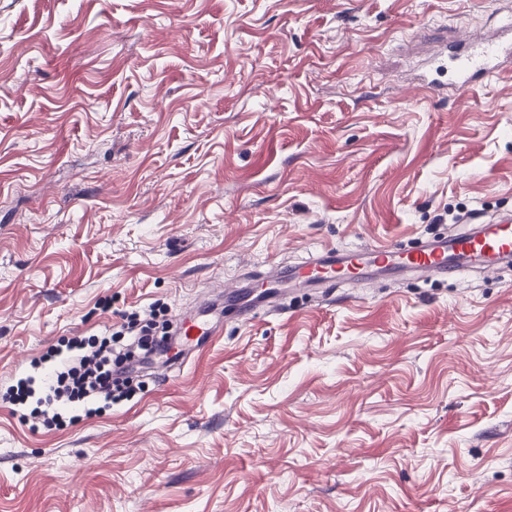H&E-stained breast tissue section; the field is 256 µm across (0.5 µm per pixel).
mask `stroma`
I'll list each match as a JSON object with an SVG mask.
<instances>
[{"instance_id":"35a3bbf8","label":"stroma","mask_w":512,"mask_h":512,"mask_svg":"<svg viewBox=\"0 0 512 512\" xmlns=\"http://www.w3.org/2000/svg\"><path fill=\"white\" fill-rule=\"evenodd\" d=\"M497 10L0 0V512H512V270L208 304L512 215V72L461 93L449 58ZM152 305L221 332L60 430L3 401Z\"/></svg>"}]
</instances>
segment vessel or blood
<instances>
[{"label": "vessel or blood", "instance_id": "vessel-or-blood-1", "mask_svg": "<svg viewBox=\"0 0 512 512\" xmlns=\"http://www.w3.org/2000/svg\"><path fill=\"white\" fill-rule=\"evenodd\" d=\"M498 39L455 52L452 60L459 91L471 89L512 67V15L498 26ZM479 263L484 274L497 275L512 262V217H495L461 232L437 237L406 248L397 244L369 247L316 249L296 266L278 263L260 273L265 285L260 297H247L244 281L216 290L224 301L226 317L251 322L257 316L287 310L290 286L333 290L342 281L369 280L372 270L412 273L427 279L457 278ZM186 344L215 335L217 326L205 313L190 314L181 321Z\"/></svg>", "mask_w": 512, "mask_h": 512}]
</instances>
